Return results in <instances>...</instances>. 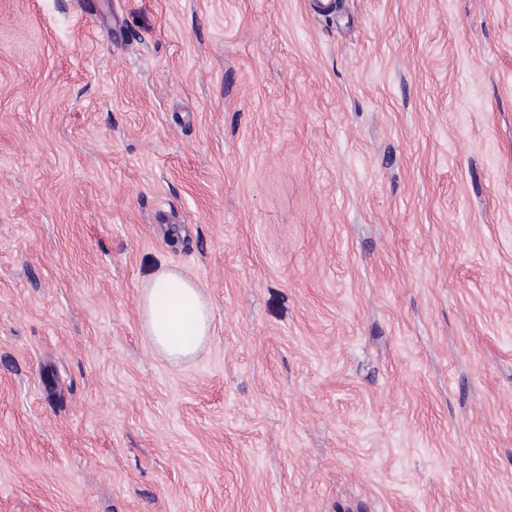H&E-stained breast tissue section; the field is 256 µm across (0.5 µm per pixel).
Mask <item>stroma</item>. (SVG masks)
Masks as SVG:
<instances>
[{
    "label": "stroma",
    "instance_id": "35a3bbf8",
    "mask_svg": "<svg viewBox=\"0 0 512 512\" xmlns=\"http://www.w3.org/2000/svg\"><path fill=\"white\" fill-rule=\"evenodd\" d=\"M0 512H512V0H0ZM164 290L171 293L164 296ZM138 308L151 347L171 364L193 360L204 349L213 313L196 278L177 267L161 266L144 280Z\"/></svg>",
    "mask_w": 512,
    "mask_h": 512
}]
</instances>
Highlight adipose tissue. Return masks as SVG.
<instances>
[{
	"mask_svg": "<svg viewBox=\"0 0 512 512\" xmlns=\"http://www.w3.org/2000/svg\"><path fill=\"white\" fill-rule=\"evenodd\" d=\"M138 308L151 347L171 364L193 360L211 334L208 296L196 278L178 268L160 267L144 280Z\"/></svg>",
	"mask_w": 512,
	"mask_h": 512,
	"instance_id": "obj_1",
	"label": "adipose tissue"
}]
</instances>
